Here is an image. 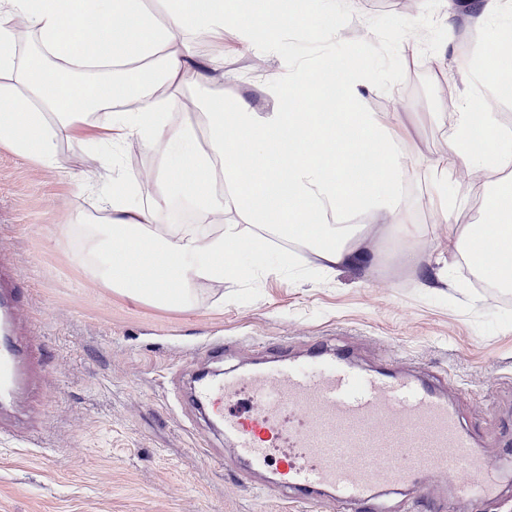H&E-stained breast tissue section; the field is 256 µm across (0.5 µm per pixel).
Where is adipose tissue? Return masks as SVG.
Listing matches in <instances>:
<instances>
[{
    "mask_svg": "<svg viewBox=\"0 0 512 512\" xmlns=\"http://www.w3.org/2000/svg\"><path fill=\"white\" fill-rule=\"evenodd\" d=\"M245 12H226L224 0H170L159 21L145 0H0V143L47 165L58 141L108 143L138 139L162 165L149 203L132 198L113 170L100 189L103 221L84 228L90 267L108 287L171 307L188 306L197 283L232 281L246 273L240 245L258 249L267 236L311 248L323 270L374 265L366 225L370 216L406 243L405 263L434 269L412 248L419 231L399 223L409 154L399 129L402 113L384 119L359 109L368 80L357 66L342 75L298 66L288 80L271 77L272 106L259 112L245 99L226 103L208 95L204 115L209 150L197 146L193 124L165 116L168 91L194 74L210 90L224 70V22L244 33L248 46L279 42L289 0H249ZM24 31H17L16 22ZM205 34L211 57L200 58L190 36ZM471 115L459 113L444 154L429 159V198L438 223L463 257L478 262L482 279L512 288V224L486 232L458 221L448 176L464 166L488 172L512 166V152L473 150ZM373 148L374 172L354 173L352 161ZM221 176V193L207 191ZM190 199L203 214L238 215L219 233L167 223L169 204Z\"/></svg>",
    "mask_w": 512,
    "mask_h": 512,
    "instance_id": "1",
    "label": "adipose tissue"
}]
</instances>
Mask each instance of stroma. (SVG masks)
<instances>
[{
    "label": "stroma",
    "instance_id": "1",
    "mask_svg": "<svg viewBox=\"0 0 512 512\" xmlns=\"http://www.w3.org/2000/svg\"><path fill=\"white\" fill-rule=\"evenodd\" d=\"M457 4L419 0L411 12L401 0H354L364 27L317 12L265 49H246L225 24L215 89L263 112L274 71L326 56L340 70L356 63L371 75L362 110L405 113L410 155L438 156L484 91L475 64L497 35L493 23L447 34ZM107 152L64 142L48 166L0 144V286L25 288L12 334L41 350L26 391L0 407V512H283L270 473H245L221 421L197 410L196 378L243 375L274 354L305 362L321 341L360 372L391 367L434 386L498 471L493 498L461 497L459 474L429 472L419 491L383 494L377 512H512V289L474 287L458 257L451 288L426 287V270L396 257L377 269L324 272L312 250L275 238L265 253L241 250L243 280L201 283L187 307L116 292L77 260L73 231L97 211ZM119 153L130 194L145 196L159 156L134 139ZM500 183L495 172H453L460 223H481ZM431 190L428 171L414 167L400 219L418 226L422 248L448 241L434 227ZM218 344L223 359H210Z\"/></svg>",
    "mask_w": 512,
    "mask_h": 512
}]
</instances>
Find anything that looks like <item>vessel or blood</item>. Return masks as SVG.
<instances>
[{
  "label": "vessel or blood",
  "instance_id": "1",
  "mask_svg": "<svg viewBox=\"0 0 512 512\" xmlns=\"http://www.w3.org/2000/svg\"><path fill=\"white\" fill-rule=\"evenodd\" d=\"M30 344L0 338V403L13 401ZM313 367L275 361L247 376L204 382L200 397L219 410L247 466L273 467L284 503L324 492L364 507L379 487L416 486L418 474L465 470L459 494L495 488L491 462L476 455L447 401L401 373L356 371L316 350Z\"/></svg>",
  "mask_w": 512,
  "mask_h": 512
}]
</instances>
